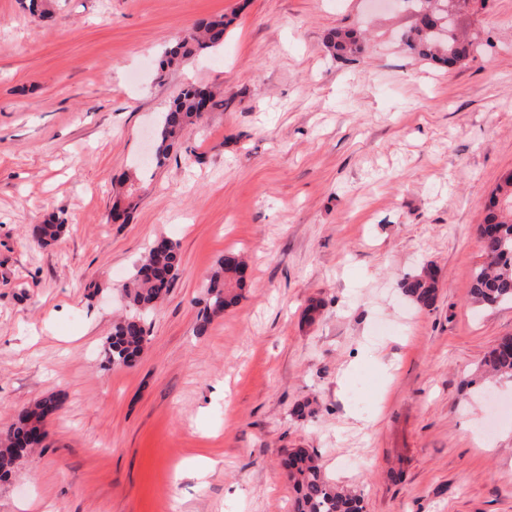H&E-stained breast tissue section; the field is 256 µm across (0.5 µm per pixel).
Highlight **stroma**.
I'll list each match as a JSON object with an SVG mask.
<instances>
[{"label":"stroma","instance_id":"1","mask_svg":"<svg viewBox=\"0 0 512 512\" xmlns=\"http://www.w3.org/2000/svg\"><path fill=\"white\" fill-rule=\"evenodd\" d=\"M0 0V431L47 395L38 452L0 512H289L280 459L315 452L364 512H512V381L473 384L512 304L470 285L478 227L512 169V0L461 15L474 58L409 55V0ZM220 48L160 70L205 16ZM330 28L366 32L334 58ZM189 84L223 90L163 165L156 116ZM135 174L126 223L112 185ZM64 235L27 237L49 216ZM181 265L134 366L106 367L121 291L149 244ZM244 254L238 303L205 335L207 278ZM432 268L433 310L400 280ZM321 308L314 319L310 300ZM316 400L307 418L292 413Z\"/></svg>","mask_w":512,"mask_h":512}]
</instances>
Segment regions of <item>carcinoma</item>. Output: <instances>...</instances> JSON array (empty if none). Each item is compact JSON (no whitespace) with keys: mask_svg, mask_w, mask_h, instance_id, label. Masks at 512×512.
Here are the masks:
<instances>
[{"mask_svg":"<svg viewBox=\"0 0 512 512\" xmlns=\"http://www.w3.org/2000/svg\"><path fill=\"white\" fill-rule=\"evenodd\" d=\"M422 9L415 24L404 36L403 44L412 55L451 69L468 60L477 45L472 39L449 29L439 38L433 32L432 22L448 17L468 5L470 0H421ZM232 20L223 15L198 21L196 27L176 40L162 56V68L180 66L197 53L216 49L224 38ZM326 47L334 55L360 57L365 53L363 37L354 31L331 30L324 37ZM208 110L224 105L207 86L187 85L161 113L155 128L154 148L157 162L204 115L202 104ZM65 221L56 218L35 224L29 231L32 242L40 247L56 241ZM482 264L475 271L470 293L472 299L484 306L512 303V177L497 185L486 206V215L480 227ZM181 264L179 245L167 237L153 241L139 259L131 275V286L124 290L128 315L113 323L107 339V363L112 366H133L143 353L146 338L145 322L168 294ZM248 278V267L235 253L224 254L210 275L206 300L199 315L197 333L204 334L214 318L236 303L237 290ZM402 293L417 307L432 309L438 298L436 275L424 269L415 276L399 282ZM484 372L512 379V336H504L485 355ZM59 408V400L49 395L16 412L7 431L0 435V476L11 473L16 462L35 450L43 441V426L47 418ZM282 467L295 497L292 512H362L361 498L354 491L331 482L324 473L317 456L307 448H292L283 459Z\"/></svg>","mask_w":512,"mask_h":512,"instance_id":"cac0c4a2","label":"carcinoma"}]
</instances>
